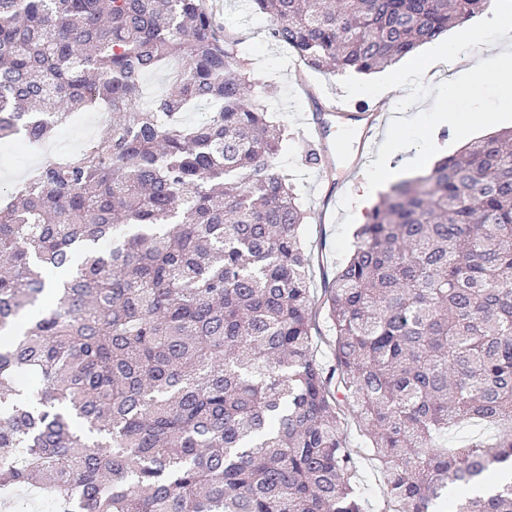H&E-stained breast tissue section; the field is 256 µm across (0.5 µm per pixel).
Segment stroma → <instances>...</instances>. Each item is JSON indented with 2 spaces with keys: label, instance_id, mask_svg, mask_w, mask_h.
Returning a JSON list of instances; mask_svg holds the SVG:
<instances>
[{
  "label": "stroma",
  "instance_id": "stroma-1",
  "mask_svg": "<svg viewBox=\"0 0 512 512\" xmlns=\"http://www.w3.org/2000/svg\"><path fill=\"white\" fill-rule=\"evenodd\" d=\"M506 3L512 5V0H491L485 11L468 22L475 35L474 41L456 45L444 63L433 67L425 77L406 82L398 91L386 90L371 75L307 72L306 78L315 97L322 103H329L340 95L353 104L368 103L386 110L387 127L378 132L373 142V149L365 164L366 172H374L377 168L387 143L386 130L397 125L404 126L410 137L412 154H421L430 146L447 155L458 151L459 145L453 136L438 132L427 143L420 139L418 127L430 122L431 115L426 108L436 99L446 101L449 108L458 114L468 112V102L452 97L450 89L466 76L468 67L474 65L480 42L492 38L494 29L489 20L495 13L501 12ZM206 5L218 24L238 37V55L245 69L251 76L264 82L266 89L258 97V105L288 128V139L281 147L277 162L308 213L300 228V235L304 249L313 257L311 293L316 297L321 296L323 275H334L338 266L350 256L357 228L355 205L350 194L338 195L337 199L331 201L325 198L332 182L345 171V156L339 150L342 139L334 131L326 140L331 169L308 166L305 158L311 145L306 134V123L311 116L312 99L303 97L297 87V57L270 37L269 17L255 11L249 0H206ZM100 128L95 113H76L72 121L60 127L51 140L54 154L68 156L78 152L85 140L96 136Z\"/></svg>",
  "mask_w": 512,
  "mask_h": 512
}]
</instances>
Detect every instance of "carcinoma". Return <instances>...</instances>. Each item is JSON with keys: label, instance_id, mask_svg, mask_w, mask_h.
Returning <instances> with one entry per match:
<instances>
[{"label": "carcinoma", "instance_id": "carcinoma-1", "mask_svg": "<svg viewBox=\"0 0 512 512\" xmlns=\"http://www.w3.org/2000/svg\"><path fill=\"white\" fill-rule=\"evenodd\" d=\"M308 68L371 73L489 0H250ZM178 61L143 106L145 77ZM205 0H0V141L112 114L0 190V498L55 512H512V130L393 185L311 352L287 127ZM205 117L187 122L188 112ZM51 294L54 303L31 313ZM473 420L485 446L448 447ZM108 121L105 123H109ZM105 124L96 119V112L80 111L75 114L72 121L60 127L54 138L48 142L53 148V155L68 156L78 152L84 145V141L97 136L99 130ZM313 335V349L318 360L331 364L333 361L332 356V330L330 323L323 316L320 315L316 319V329L312 330ZM498 435L499 428L494 425L471 423L454 431L448 439V446H458L463 443V441L466 443V441L475 439L491 443ZM360 473L365 481L364 497L365 508L368 512H373L383 496V480L374 463L367 457L359 459Z\"/></svg>", "mask_w": 512, "mask_h": 512}]
</instances>
